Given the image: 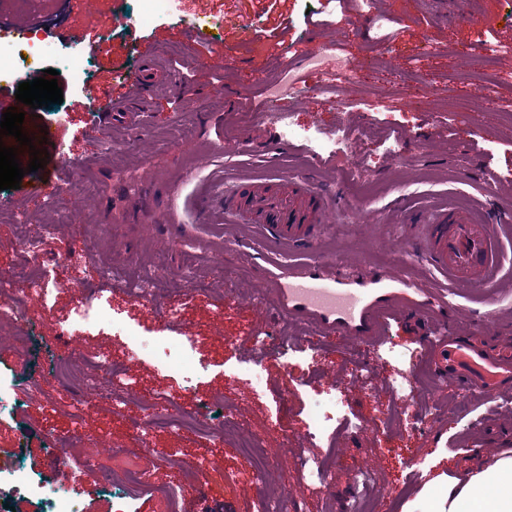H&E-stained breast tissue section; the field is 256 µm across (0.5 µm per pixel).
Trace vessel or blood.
I'll return each mask as SVG.
<instances>
[{
  "mask_svg": "<svg viewBox=\"0 0 512 512\" xmlns=\"http://www.w3.org/2000/svg\"><path fill=\"white\" fill-rule=\"evenodd\" d=\"M150 72L124 83L125 93L110 99L108 107L127 125L141 124L151 108L160 82L161 65L155 56H143ZM335 208V195L314 178L292 176L273 191L249 183L225 193L220 213L226 223L259 220L264 235L293 252H311L317 245L326 216ZM512 226V210H488L478 203L475 211L441 205L428 211L413 242L433 272L415 292L401 288L403 267L367 276L362 289L342 287L335 273L323 263L307 267L284 264L291 287L281 318L312 321L329 330L340 329L382 341L394 321L410 324L414 341L426 350L433 379L469 394L491 398L512 390V344L487 345L451 329L461 314L456 294L440 288L439 280L464 284L482 292L496 304L504 269V230Z\"/></svg>",
  "mask_w": 512,
  "mask_h": 512,
  "instance_id": "1",
  "label": "vessel or blood"
}]
</instances>
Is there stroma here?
<instances>
[{
	"label": "stroma",
	"instance_id": "obj_1",
	"mask_svg": "<svg viewBox=\"0 0 512 512\" xmlns=\"http://www.w3.org/2000/svg\"><path fill=\"white\" fill-rule=\"evenodd\" d=\"M69 0H38L35 15L18 11L14 0H0V28L36 20L37 42L64 50L72 37L85 35L82 52L86 82L77 84L57 58L44 68L58 70L62 105L26 109L24 131L54 129L60 149L81 162L65 168V187L57 207L0 191V278L28 264L20 247L24 226L52 224L46 245L48 268L67 277L70 288L48 301L27 297L21 314L32 330L28 349L15 345L9 325L0 324V382L13 386L16 405L0 418V467L23 465L34 477L56 483L50 463L59 447L67 461L98 447L102 466L129 463L127 448L137 438L151 446L139 459L144 478L132 493L135 512H263L282 488L307 482L303 459L328 454L335 464L321 492L288 497V512H348L351 506L385 490L379 512H405L427 495H437L450 471L462 472L479 460L512 450V432L494 441L482 427L512 423V396L487 401L453 388H435L437 402L408 405L394 380L402 357L415 372L426 371V356L404 331L392 328L384 343L320 327L290 326L274 311L288 304L282 261L308 262L305 254L284 253L255 224H219L211 211L225 185L254 179L278 188L275 173L315 171L317 178L346 199L326 225L317 258L337 264L340 276L403 263L425 278L427 265L412 260L408 247L416 229L412 217L442 202L489 200L512 206V58L498 59L490 83L475 85L470 73L492 46L512 44V6L506 0H471L454 23L440 24L434 0H370L367 9L385 18V33L360 32L353 0H181L176 11L142 15L139 0H92L88 10H71ZM209 38L190 37L195 26ZM342 44L348 57H367L371 66L335 107L312 85L289 100L295 121L323 140H341L334 153L314 155L305 141L294 146L279 170L266 163L280 126L265 118V92L278 83L284 67L303 72L298 54L310 37ZM158 52L173 81L154 98L145 125L116 128L107 112L88 109L89 95L123 94V78L138 71L132 42ZM417 52L415 78L432 103L414 108L397 83L407 53ZM208 103L205 112L191 108ZM379 109L365 111L371 100ZM134 149H125L128 140ZM223 153H215V146ZM95 179L97 192L71 196L69 187ZM255 241L265 251L266 270L254 267L245 249ZM165 256L163 293L178 313L165 320L158 307L110 294L116 325L140 336L190 337L203 369L193 382L173 375L159 378L156 365L132 358L126 340L108 328L87 331L83 359L110 357L112 367L143 390L162 386L176 409L195 411L211 404L210 430L179 432L164 427L142 430L146 409H116L105 400L88 407L78 442H71L70 413L84 395L85 372L75 364L70 379L47 372L60 352L57 332L66 324L78 292L99 287V266L148 265ZM465 333L494 342L512 341V309H492L479 294L469 295ZM297 337L302 348L290 368L250 342L255 329ZM363 368L367 380L354 378ZM261 372L265 387L253 390L251 375ZM41 389H33V375ZM344 404L346 423L310 438L311 414L328 394ZM238 415L250 432L264 439L270 477L256 481L251 459L239 451L238 436H216L224 416ZM365 434H358V426ZM374 462L376 476L362 483L360 472ZM224 473V484H210V473ZM423 481H415V472ZM174 489L178 506L160 496Z\"/></svg>",
	"mask_w": 512,
	"mask_h": 512
}]
</instances>
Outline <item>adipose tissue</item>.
I'll return each mask as SVG.
<instances>
[{
  "label": "adipose tissue",
  "mask_w": 512,
  "mask_h": 512,
  "mask_svg": "<svg viewBox=\"0 0 512 512\" xmlns=\"http://www.w3.org/2000/svg\"><path fill=\"white\" fill-rule=\"evenodd\" d=\"M420 512H512V451L461 476H452L440 496L439 508L420 502Z\"/></svg>",
  "instance_id": "1"
}]
</instances>
